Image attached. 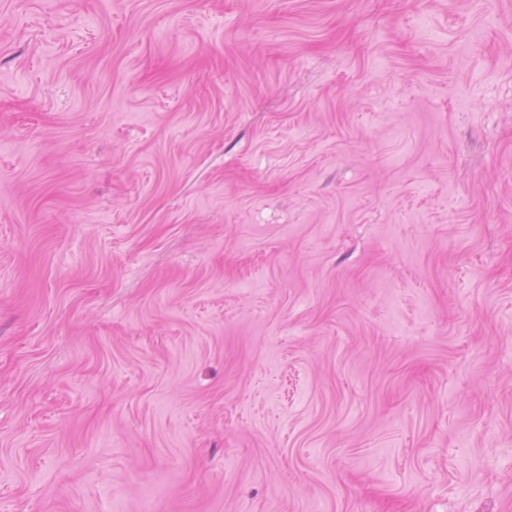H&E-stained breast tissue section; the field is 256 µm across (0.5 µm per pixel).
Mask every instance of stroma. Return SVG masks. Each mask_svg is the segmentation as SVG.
I'll use <instances>...</instances> for the list:
<instances>
[{"instance_id": "35a3bbf8", "label": "stroma", "mask_w": 512, "mask_h": 512, "mask_svg": "<svg viewBox=\"0 0 512 512\" xmlns=\"http://www.w3.org/2000/svg\"><path fill=\"white\" fill-rule=\"evenodd\" d=\"M0 512H512V0H0Z\"/></svg>"}]
</instances>
